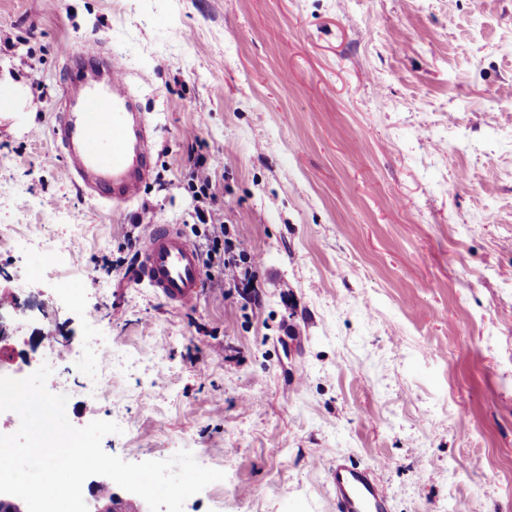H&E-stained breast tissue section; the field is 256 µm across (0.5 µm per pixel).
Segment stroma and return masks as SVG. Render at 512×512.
<instances>
[{"instance_id": "stroma-1", "label": "stroma", "mask_w": 512, "mask_h": 512, "mask_svg": "<svg viewBox=\"0 0 512 512\" xmlns=\"http://www.w3.org/2000/svg\"><path fill=\"white\" fill-rule=\"evenodd\" d=\"M99 36L156 145L112 207L53 134L62 54ZM200 153L255 292L174 309L111 262L143 206L191 229ZM3 224L0 352L108 339L133 369L90 404L87 356L67 417L225 472L183 512H336L339 458L389 512H512V0H0Z\"/></svg>"}]
</instances>
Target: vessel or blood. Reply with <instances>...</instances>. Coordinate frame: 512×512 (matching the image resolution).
Here are the masks:
<instances>
[{"label": "vessel or blood", "instance_id": "b4317fda", "mask_svg": "<svg viewBox=\"0 0 512 512\" xmlns=\"http://www.w3.org/2000/svg\"><path fill=\"white\" fill-rule=\"evenodd\" d=\"M65 108L54 136L72 181L105 203L136 198L152 172L154 147L123 68L112 55L86 46L65 53ZM137 277L168 305L196 304L204 283L197 248L176 224L150 225L137 256ZM328 483L336 512H388V498L372 471L334 463Z\"/></svg>", "mask_w": 512, "mask_h": 512}]
</instances>
